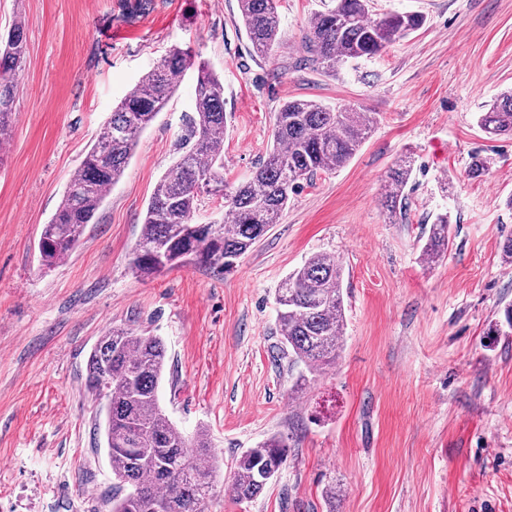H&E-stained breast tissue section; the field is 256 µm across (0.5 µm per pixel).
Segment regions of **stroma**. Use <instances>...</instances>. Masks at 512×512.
Masks as SVG:
<instances>
[{"label":"stroma","mask_w":512,"mask_h":512,"mask_svg":"<svg viewBox=\"0 0 512 512\" xmlns=\"http://www.w3.org/2000/svg\"><path fill=\"white\" fill-rule=\"evenodd\" d=\"M323 0H279L283 44L251 56L238 0H0L27 50L11 140L0 153V512H107L112 472L84 387L110 327L161 337L160 402L185 433L205 426L221 465L208 512H512V136L476 116L512 89V0H375L424 26L381 55L324 73L301 63ZM200 51L224 82V183L255 170L289 99L353 106L377 125L349 163L302 181L279 224L236 266L150 278L130 258L148 200L193 110L187 72L133 158L52 267L38 241L115 105L171 47ZM486 158L471 176L473 156ZM409 160L405 214L384 206ZM447 253L424 264L433 215ZM336 255L346 326L336 363L295 383L275 332V293L310 255ZM288 460L265 492L235 500L237 459L270 437ZM335 488L336 498L325 492Z\"/></svg>","instance_id":"1"}]
</instances>
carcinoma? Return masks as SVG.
Segmentation results:
<instances>
[{"instance_id": "1", "label": "carcinoma", "mask_w": 512, "mask_h": 512, "mask_svg": "<svg viewBox=\"0 0 512 512\" xmlns=\"http://www.w3.org/2000/svg\"><path fill=\"white\" fill-rule=\"evenodd\" d=\"M253 52L272 58L282 43L277 0H238ZM425 22L413 11L383 17L372 0H332L314 13L303 44L302 62L324 72L381 54L418 31ZM26 21L16 12L0 39V145L9 140L14 102L23 77ZM197 72L194 112L178 139L177 157L157 182L146 208L141 235L131 259L140 277L193 265L230 269L279 222L301 181L344 167L376 122L375 114L353 107L326 106L313 99L287 100L274 113L273 144L243 182L224 191V83L189 48L176 46L142 76L112 109L70 178L62 202L39 240L42 264L51 266L79 245L85 226L121 178L141 134L156 120L190 69ZM489 136L512 132V91L501 93L479 113ZM411 166L389 170L385 206L405 208L404 190ZM224 197L231 223L195 220L201 197ZM450 217L436 214L420 257L434 263L448 250ZM343 270L325 253L308 257L276 289V322L283 354L319 373L336 363L343 343ZM167 348L158 336L113 327L90 352L84 384L105 400V441L112 469L109 512H207L217 477V461L207 434L189 438L169 419L159 400ZM288 449L270 437L237 460L230 489L235 499L251 501L265 491L286 464Z\"/></svg>"}]
</instances>
